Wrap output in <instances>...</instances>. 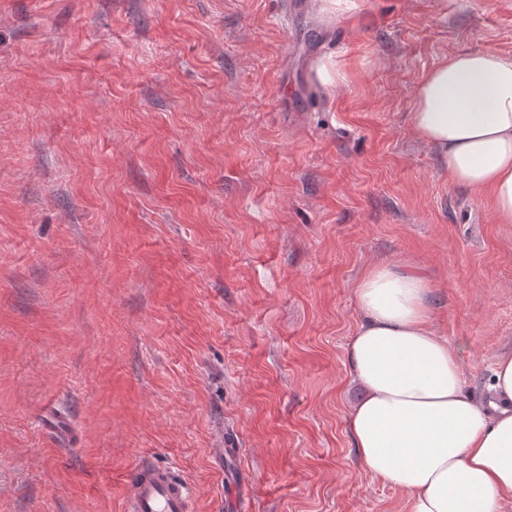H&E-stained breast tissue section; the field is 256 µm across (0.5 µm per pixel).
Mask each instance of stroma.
<instances>
[{
    "mask_svg": "<svg viewBox=\"0 0 512 512\" xmlns=\"http://www.w3.org/2000/svg\"><path fill=\"white\" fill-rule=\"evenodd\" d=\"M512 0H0V512H405L348 432L360 274L421 272L487 402L512 224L409 114ZM234 449L221 459L216 449ZM126 482L125 512H189L185 482L148 456L135 461Z\"/></svg>",
    "mask_w": 512,
    "mask_h": 512,
    "instance_id": "obj_1",
    "label": "stroma"
}]
</instances>
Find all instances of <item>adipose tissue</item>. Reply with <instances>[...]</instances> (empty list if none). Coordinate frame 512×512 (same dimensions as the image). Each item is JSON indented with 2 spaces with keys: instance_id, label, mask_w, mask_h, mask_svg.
Wrapping results in <instances>:
<instances>
[{
  "instance_id": "ef3b65f1",
  "label": "adipose tissue",
  "mask_w": 512,
  "mask_h": 512,
  "mask_svg": "<svg viewBox=\"0 0 512 512\" xmlns=\"http://www.w3.org/2000/svg\"><path fill=\"white\" fill-rule=\"evenodd\" d=\"M414 134L437 153L449 183L489 194L512 224V54H449L419 80ZM362 320L346 348L362 391L349 431L357 456L404 492L408 512H506L512 505V352L493 367L495 400L464 392L456 348L431 328V286L380 262L355 285Z\"/></svg>"
}]
</instances>
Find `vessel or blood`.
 <instances>
[{"mask_svg": "<svg viewBox=\"0 0 512 512\" xmlns=\"http://www.w3.org/2000/svg\"><path fill=\"white\" fill-rule=\"evenodd\" d=\"M126 482L125 512H189L185 482L150 457L135 461Z\"/></svg>", "mask_w": 512, "mask_h": 512, "instance_id": "1", "label": "vessel or blood"}]
</instances>
